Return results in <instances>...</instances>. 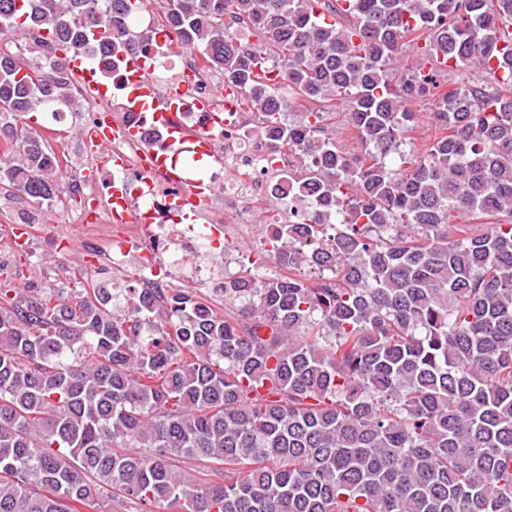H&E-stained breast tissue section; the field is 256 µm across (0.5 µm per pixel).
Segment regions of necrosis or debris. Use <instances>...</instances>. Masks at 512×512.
Segmentation results:
<instances>
[{
	"mask_svg": "<svg viewBox=\"0 0 512 512\" xmlns=\"http://www.w3.org/2000/svg\"><path fill=\"white\" fill-rule=\"evenodd\" d=\"M170 67L176 68V76H160V69ZM149 71L159 95H168L176 84H183L187 101L176 115L177 122L190 135L202 129L204 117L195 103L211 98L219 81L203 68L199 56L179 43L151 58ZM112 121L139 130L137 141H112L116 161L112 177L128 188L131 213L124 216L111 211L104 186L77 179L74 191L95 201L97 212L91 219L74 212L71 228L86 240L89 258L104 257L113 272L123 271L132 260L142 287L163 291L181 278L193 288H212L223 281L225 267L243 263L244 256L234 242L253 234L256 212L268 211L274 224L305 223L303 215L273 209L274 173L286 169L287 161L273 152L267 140L247 136L254 118L244 107H236L224 123L223 173L206 177L213 187L207 206L223 211L220 224L177 223L175 201L187 191V182L176 181L167 168L147 169L141 154L142 144H164V131L135 112L115 113Z\"/></svg>",
	"mask_w": 512,
	"mask_h": 512,
	"instance_id": "necrosis-or-debris-1",
	"label": "necrosis or debris"
}]
</instances>
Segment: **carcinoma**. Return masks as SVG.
<instances>
[{
  "label": "carcinoma",
  "mask_w": 512,
  "mask_h": 512,
  "mask_svg": "<svg viewBox=\"0 0 512 512\" xmlns=\"http://www.w3.org/2000/svg\"><path fill=\"white\" fill-rule=\"evenodd\" d=\"M151 6L288 156L276 200L310 223L271 225L288 274L226 276L222 307L0 281V512H512V0H0V36L121 67ZM69 81L0 47V200L72 202L27 122L81 115Z\"/></svg>",
  "instance_id": "carcinoma-1"
}]
</instances>
